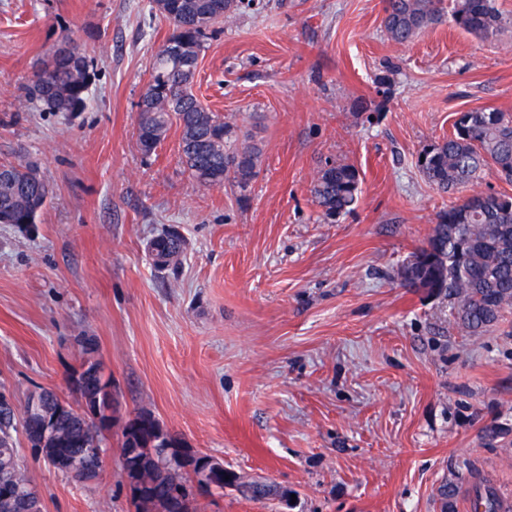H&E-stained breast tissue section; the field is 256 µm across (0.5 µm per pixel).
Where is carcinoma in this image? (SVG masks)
Returning a JSON list of instances; mask_svg holds the SVG:
<instances>
[{"label":"carcinoma","instance_id":"1","mask_svg":"<svg viewBox=\"0 0 512 512\" xmlns=\"http://www.w3.org/2000/svg\"><path fill=\"white\" fill-rule=\"evenodd\" d=\"M253 0H152L151 8L168 18L173 33L168 42L180 49L177 56L161 47L155 56L151 80L139 103L138 142L149 152L165 138L176 122L181 130L179 148L189 175L204 186H223L231 181L248 184L262 157L257 143L239 140L234 127L207 111L192 92L195 70L184 60L198 61L203 39L215 25L234 17ZM466 32L481 38L499 34L512 24L497 0H387L385 28L397 43H406L439 22L442 16ZM90 73L84 57L72 66L58 65L56 85H44L35 74L25 87L29 97L52 112H78L85 105ZM420 172L442 192L461 187L469 194L437 213L426 244L414 253L418 278L432 295L443 296L455 311V324L469 334L489 331L512 307V197L474 189L482 168L492 164L512 178V117L496 109L462 112L447 138L422 153ZM0 215L14 224L38 216L48 194L44 180L30 177L33 168L6 164L0 167ZM359 170L350 164L327 161L319 168L311 193L328 218L348 213L357 200ZM16 418L0 414V467H10L14 488L30 484L19 461L12 437ZM84 447H106L105 435L91 425L84 433ZM188 482L179 473L169 474L155 487L152 504L157 512H172L169 499L176 482ZM440 512H455L458 487L444 482L437 489ZM471 512H502L496 489L484 485L475 490Z\"/></svg>","mask_w":512,"mask_h":512}]
</instances>
